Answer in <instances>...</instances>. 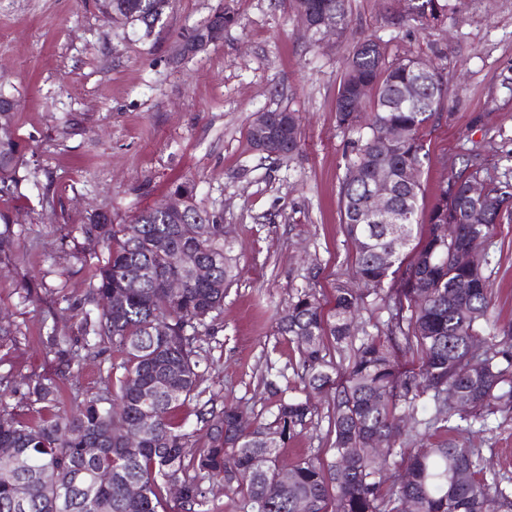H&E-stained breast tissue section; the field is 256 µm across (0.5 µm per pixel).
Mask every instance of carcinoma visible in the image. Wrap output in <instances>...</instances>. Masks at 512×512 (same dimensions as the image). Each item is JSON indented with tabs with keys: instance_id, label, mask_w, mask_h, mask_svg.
Listing matches in <instances>:
<instances>
[{
	"instance_id": "obj_1",
	"label": "carcinoma",
	"mask_w": 512,
	"mask_h": 512,
	"mask_svg": "<svg viewBox=\"0 0 512 512\" xmlns=\"http://www.w3.org/2000/svg\"><path fill=\"white\" fill-rule=\"evenodd\" d=\"M161 0H102V10L151 31ZM305 23L336 17V33L347 27L346 0H294ZM439 0H415L402 21L439 23ZM411 86L413 98L404 97ZM448 99L443 70L416 56L389 59L381 42L368 38L348 57L336 97V122L358 134L356 153L340 190L341 223L356 244L358 287L339 286L332 306L306 288L276 323L277 333L296 344L300 395L273 379L268 418L247 426L241 410L200 403L202 372L198 328L224 306L234 274L224 225L200 209L195 185L183 182L174 195L182 210H140L127 224L112 216H90L82 233L105 245L97 258L82 312L81 349L112 348L105 387L95 399L63 403L50 378L35 380V416L15 414L0 399V448H12L21 463L0 460V512H166L169 483L181 485L180 512H209L203 482L217 478L239 496L242 512H512V492L495 475L478 468L479 449L454 439L432 441L438 431L485 424L512 409V325L493 314L488 258L463 263L475 233L491 238L496 225L512 218V182L480 154H470L439 186L433 206L420 204L424 136ZM13 113L0 112V197L36 175L24 165ZM264 129L248 126V139L263 140L268 153L291 157L301 146L294 112H270ZM399 128L405 136L391 149L382 135ZM380 167L394 185L393 205L404 225L401 242L368 215V181ZM486 181L480 208L485 223H470L471 183ZM428 225L421 238L414 234ZM19 233L0 210V264L20 259ZM203 264L210 275H184L182 291L164 288L178 274L175 253ZM400 287L385 289L387 281ZM371 303L388 313L386 330L362 331L355 344L360 310ZM484 345L481 353L472 351ZM350 351L341 367L330 350ZM412 354L418 367H406ZM169 379L172 393L158 389ZM334 393L328 415L330 447L285 465L279 450L310 424L313 399ZM195 404L204 440L188 431L179 410ZM154 419L143 420L145 411ZM378 436L386 455L367 448ZM406 464L407 480L386 484L383 467ZM109 472L106 485L97 474ZM139 485L132 497L127 488Z\"/></svg>"
}]
</instances>
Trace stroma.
I'll use <instances>...</instances> for the list:
<instances>
[{"label":"stroma","mask_w":512,"mask_h":512,"mask_svg":"<svg viewBox=\"0 0 512 512\" xmlns=\"http://www.w3.org/2000/svg\"><path fill=\"white\" fill-rule=\"evenodd\" d=\"M224 8L223 39L190 58L178 36ZM404 0H349L344 33L321 41L292 0H173L151 34L108 22L96 0H0V73L18 103L14 123L37 185L0 198L20 226L23 256L0 265V307L17 331L0 341V397L27 417L30 378L46 376L61 401L102 389L111 351L73 364L51 335L79 348L80 304L91 267L82 228L109 212L125 224L176 184L227 233L236 278L221 314L198 331L202 387L217 405L266 415L261 379L294 385L298 354L275 320L298 291L331 300L354 285L355 245L340 222V187L356 134L336 123L343 63L359 41L380 40L390 57L415 55L443 70L444 117L427 130L422 204L469 151L512 175V0H455L444 23H397ZM297 113L301 151L277 159L253 147V113ZM484 113L473 125L475 113ZM501 322H512V222L483 247ZM313 423L281 449L285 462L329 447L332 401L315 400ZM490 429H466L481 465L512 486V411Z\"/></svg>","instance_id":"stroma-1"}]
</instances>
